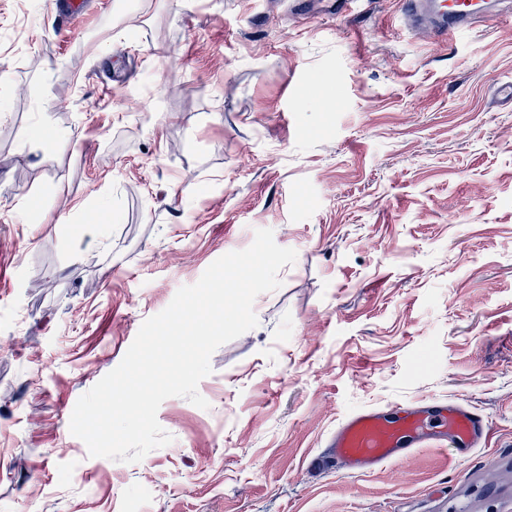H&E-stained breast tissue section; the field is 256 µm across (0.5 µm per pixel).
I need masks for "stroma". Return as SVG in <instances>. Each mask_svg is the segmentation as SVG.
<instances>
[{"label": "stroma", "mask_w": 512, "mask_h": 512, "mask_svg": "<svg viewBox=\"0 0 512 512\" xmlns=\"http://www.w3.org/2000/svg\"><path fill=\"white\" fill-rule=\"evenodd\" d=\"M402 12L96 0L61 31L0 0V512H512V21L449 44ZM261 228L297 259L208 408L164 400L140 462L89 456L80 396ZM429 398L486 446L325 462L346 415Z\"/></svg>", "instance_id": "stroma-1"}]
</instances>
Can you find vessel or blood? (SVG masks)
<instances>
[{"mask_svg":"<svg viewBox=\"0 0 512 512\" xmlns=\"http://www.w3.org/2000/svg\"><path fill=\"white\" fill-rule=\"evenodd\" d=\"M87 0H58L62 29L81 19ZM410 27L438 40L468 32L480 20L498 21L487 0H404ZM489 422L476 408L430 400L361 409L337 423L328 437L326 460L356 474L402 460L419 448L452 444L467 453L483 445Z\"/></svg>","mask_w":512,"mask_h":512,"instance_id":"vessel-or-blood-1","label":"vessel or blood"}]
</instances>
